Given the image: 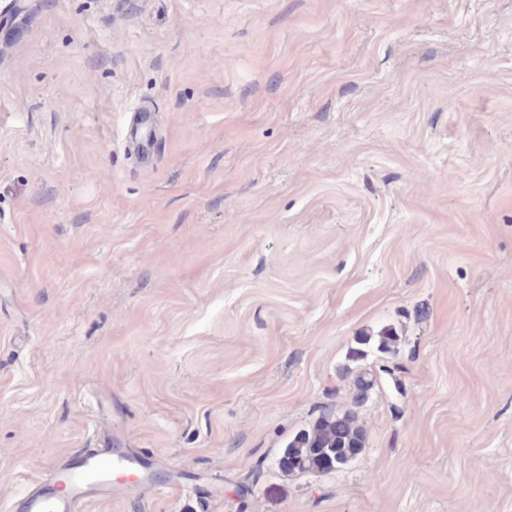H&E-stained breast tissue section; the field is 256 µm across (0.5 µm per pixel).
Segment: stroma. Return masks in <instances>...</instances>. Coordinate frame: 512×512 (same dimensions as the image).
Returning a JSON list of instances; mask_svg holds the SVG:
<instances>
[{"instance_id": "stroma-1", "label": "stroma", "mask_w": 512, "mask_h": 512, "mask_svg": "<svg viewBox=\"0 0 512 512\" xmlns=\"http://www.w3.org/2000/svg\"><path fill=\"white\" fill-rule=\"evenodd\" d=\"M107 442L82 512H512V0H0V512ZM365 432L351 413H323L285 446L278 460L282 473L332 472L342 469L364 448Z\"/></svg>"}]
</instances>
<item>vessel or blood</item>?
I'll return each mask as SVG.
<instances>
[{
  "instance_id": "obj_1",
  "label": "vessel or blood",
  "mask_w": 512,
  "mask_h": 512,
  "mask_svg": "<svg viewBox=\"0 0 512 512\" xmlns=\"http://www.w3.org/2000/svg\"><path fill=\"white\" fill-rule=\"evenodd\" d=\"M142 461V455L128 448L103 447L69 456L16 501V512H79L86 500L114 493V466Z\"/></svg>"
}]
</instances>
